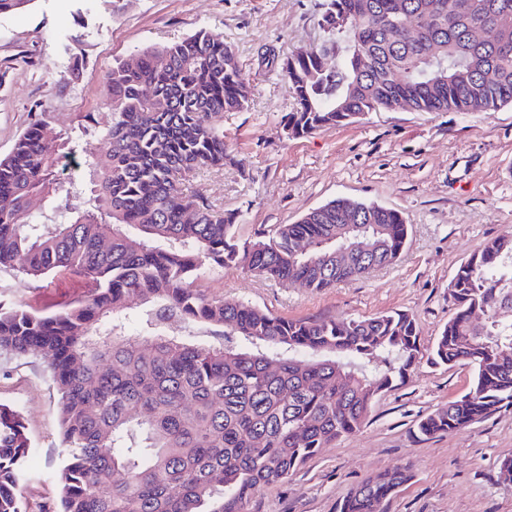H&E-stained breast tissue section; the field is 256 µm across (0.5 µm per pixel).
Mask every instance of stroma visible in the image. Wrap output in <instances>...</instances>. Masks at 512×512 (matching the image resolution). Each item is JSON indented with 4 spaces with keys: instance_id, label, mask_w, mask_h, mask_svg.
I'll use <instances>...</instances> for the list:
<instances>
[{
    "instance_id": "35a3bbf8",
    "label": "stroma",
    "mask_w": 512,
    "mask_h": 512,
    "mask_svg": "<svg viewBox=\"0 0 512 512\" xmlns=\"http://www.w3.org/2000/svg\"><path fill=\"white\" fill-rule=\"evenodd\" d=\"M323 0H33L0 17V158L34 114L99 109L114 59L150 44L179 41L198 25L223 35L254 87L248 109L224 115L228 161L190 183L235 214L241 237L296 223L309 210L348 197L398 210L408 226L399 260L359 279L313 292L242 270L217 269L210 293L290 319L413 314L430 347L455 313L449 284L483 244L512 234V107L494 112H372L354 124L287 138L293 109L274 65L323 39ZM81 55L79 79L67 67ZM85 278L62 270L33 288L0 271V299L33 311L83 294ZM466 366L419 360L403 383L382 394L361 429L321 449L284 482L256 493L247 512H336L364 478L408 467L410 479L384 512H512V482L500 464L512 457V406L451 434L415 439L420 417L466 391ZM0 403L21 409L32 441L27 495L32 512L58 492L61 451L56 395L37 362L0 354Z\"/></svg>"
}]
</instances>
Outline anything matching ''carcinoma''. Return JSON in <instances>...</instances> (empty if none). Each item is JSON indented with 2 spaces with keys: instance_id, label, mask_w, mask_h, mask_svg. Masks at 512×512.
I'll return each instance as SVG.
<instances>
[{
  "instance_id": "cac0c4a2",
  "label": "carcinoma",
  "mask_w": 512,
  "mask_h": 512,
  "mask_svg": "<svg viewBox=\"0 0 512 512\" xmlns=\"http://www.w3.org/2000/svg\"><path fill=\"white\" fill-rule=\"evenodd\" d=\"M476 25L496 38L474 40ZM318 26V46L280 62L289 138L400 99L416 112L512 106V0H324ZM250 99L232 46L199 27L114 60L103 111L42 112L0 160V269L38 284L64 268L90 284L42 313L0 301V353L38 360L58 396L66 458L40 512H245L250 495L359 431L422 356L406 311L288 319L200 284L213 267L241 268L321 291L395 263L406 245L402 215L374 203L332 199L244 239L224 208L188 192L193 174L224 168V113ZM66 123L106 150L87 154L83 205L68 190L37 214L32 198L59 194ZM349 210L370 249L337 223ZM450 292L456 312L431 360L467 365L472 378L415 422L422 440L512 405V237L474 252ZM476 311L484 322H471ZM172 321L211 327L215 341L170 336ZM30 448L23 413L0 404V512H30ZM409 478L406 467L369 476L337 512H376Z\"/></svg>"
}]
</instances>
